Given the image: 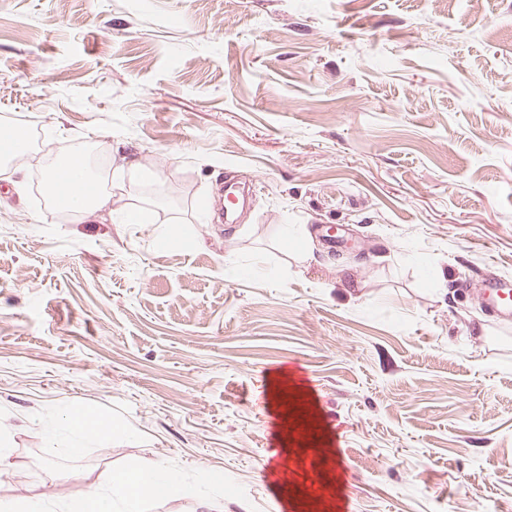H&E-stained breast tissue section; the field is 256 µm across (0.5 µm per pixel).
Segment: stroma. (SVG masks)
<instances>
[{
  "label": "stroma",
  "instance_id": "1",
  "mask_svg": "<svg viewBox=\"0 0 512 512\" xmlns=\"http://www.w3.org/2000/svg\"><path fill=\"white\" fill-rule=\"evenodd\" d=\"M17 125L0 497L61 502L153 462L224 512H272L280 374L346 457L295 512H512V322L464 289L512 279V0H0V132ZM70 145L100 151L109 208H52L43 160ZM130 162L151 180L113 179ZM229 180L251 190L232 224ZM133 204L144 223H121ZM79 410L111 436L49 454Z\"/></svg>",
  "mask_w": 512,
  "mask_h": 512
}]
</instances>
